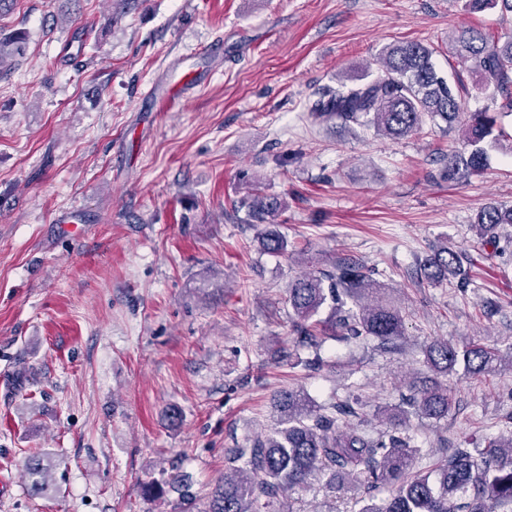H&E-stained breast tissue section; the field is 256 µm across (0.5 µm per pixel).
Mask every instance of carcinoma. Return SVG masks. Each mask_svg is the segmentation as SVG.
I'll list each match as a JSON object with an SVG mask.
<instances>
[{"instance_id": "obj_1", "label": "carcinoma", "mask_w": 512, "mask_h": 512, "mask_svg": "<svg viewBox=\"0 0 512 512\" xmlns=\"http://www.w3.org/2000/svg\"><path fill=\"white\" fill-rule=\"evenodd\" d=\"M473 13L498 8L512 14V0H466ZM456 57L471 65L477 88L488 93L493 110L471 112L465 88L441 76L434 49L415 41L385 47L378 58L379 75L363 84L325 87L311 111L318 117L371 125L392 139L419 130L424 121L459 128L462 147L448 155V180L458 182L486 167L487 147L506 136L498 116L512 114V36L500 41L473 27H460L452 37ZM251 221L271 224L282 202L252 187L240 201ZM512 224V207L489 206L477 216L483 246L498 248L496 229ZM259 240L269 253L287 250L278 232L265 229ZM464 255L442 246L420 264V278L430 284L461 277ZM384 287L371 270L356 261H343L328 271L308 272L288 285L291 331L298 344L313 345V336L340 327L346 339L375 338L389 343L403 335L400 311L384 299ZM355 302L356 312L339 321L317 318L326 301L342 297ZM498 354L475 341L459 345L432 341L425 348L431 370L446 375L456 367L478 377L495 371ZM405 409L393 415L392 430L371 433L353 404L342 401L317 407L305 393L288 390L275 402L277 425L250 448H235L232 465L212 492L206 512H260L285 493L309 481L341 472L362 489L359 512H512V432L488 441L483 448H455L426 472L413 471L418 452L406 428L408 416L441 419L452 399L447 385L437 381L410 389L402 397ZM245 460L240 468L234 462ZM389 488L377 505L372 493Z\"/></svg>"}]
</instances>
